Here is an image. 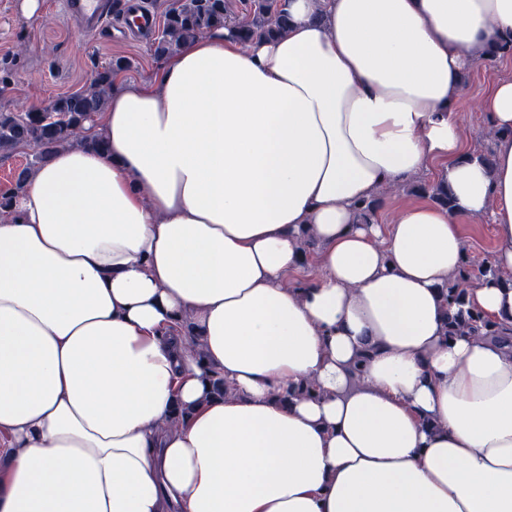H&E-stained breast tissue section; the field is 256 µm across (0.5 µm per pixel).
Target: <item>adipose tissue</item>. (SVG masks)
Masks as SVG:
<instances>
[{"label":"adipose tissue","mask_w":512,"mask_h":512,"mask_svg":"<svg viewBox=\"0 0 512 512\" xmlns=\"http://www.w3.org/2000/svg\"><path fill=\"white\" fill-rule=\"evenodd\" d=\"M285 4V33L212 30L113 90L106 151L60 148L0 219V512H512V346L447 337L441 294L459 217L512 270V80L490 161L453 110L512 0ZM434 165L454 209L358 223ZM469 297L512 325L495 276Z\"/></svg>","instance_id":"1"}]
</instances>
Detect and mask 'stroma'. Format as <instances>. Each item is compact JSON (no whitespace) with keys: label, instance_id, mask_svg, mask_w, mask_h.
<instances>
[{"label":"stroma","instance_id":"stroma-1","mask_svg":"<svg viewBox=\"0 0 512 512\" xmlns=\"http://www.w3.org/2000/svg\"><path fill=\"white\" fill-rule=\"evenodd\" d=\"M20 3L0 0V111L28 112L33 104L76 92L96 66L120 57L131 66L119 73L118 87L158 78L162 61L153 51L155 33H138L116 17L99 34L88 36L64 16L62 0H43L41 14L31 18L22 13ZM506 78H512V57L471 67L455 101L467 147L483 149L480 134L489 122L479 100Z\"/></svg>","mask_w":512,"mask_h":512}]
</instances>
